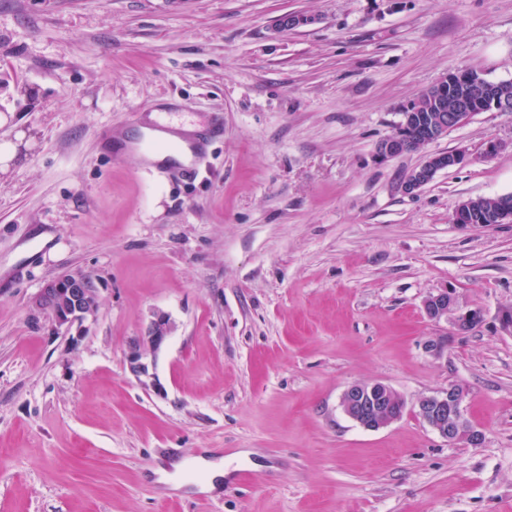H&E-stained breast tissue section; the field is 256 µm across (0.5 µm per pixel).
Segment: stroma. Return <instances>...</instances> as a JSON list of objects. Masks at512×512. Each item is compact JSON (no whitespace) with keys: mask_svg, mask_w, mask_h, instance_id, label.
<instances>
[{"mask_svg":"<svg viewBox=\"0 0 512 512\" xmlns=\"http://www.w3.org/2000/svg\"><path fill=\"white\" fill-rule=\"evenodd\" d=\"M466 69L512 81V0H0V140L26 135L0 172V512H504L512 223L453 218L512 193V112L378 152ZM168 105L224 128L196 175L101 148ZM454 149L465 164L404 193ZM73 272L99 304L65 330L32 302ZM446 288L475 328L425 314ZM158 313L140 379L129 345ZM372 381L406 403L377 430L340 407ZM452 384L481 444L417 413ZM174 459L177 491L156 474ZM201 459L222 492L199 494ZM466 156V150L463 149L427 155L410 171L404 183V191L407 194H413L429 183L437 172L449 170L464 163ZM170 321L164 314L158 313L146 326L141 336L134 339L129 348L127 361L130 372L136 377L149 375L148 364L144 361L146 352L160 349L169 338Z\"/></svg>","mask_w":512,"mask_h":512,"instance_id":"stroma-1","label":"stroma"}]
</instances>
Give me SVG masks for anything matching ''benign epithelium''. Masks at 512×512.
I'll use <instances>...</instances> for the list:
<instances>
[{
    "instance_id": "benign-epithelium-1",
    "label": "benign epithelium",
    "mask_w": 512,
    "mask_h": 512,
    "mask_svg": "<svg viewBox=\"0 0 512 512\" xmlns=\"http://www.w3.org/2000/svg\"><path fill=\"white\" fill-rule=\"evenodd\" d=\"M473 80L475 75L453 74L443 78L436 86L428 89L422 99L407 105L415 112L429 103L438 110L432 120L430 134L425 139L408 142L403 133L396 132L379 144V154L384 158L394 157L417 150L424 145L442 138L448 130L465 123L471 113L465 104L453 97L445 96L446 87L461 80ZM467 153L464 149L429 154L413 168L405 183L404 191L412 194L429 183L441 170H449L464 163ZM484 211L481 200L464 201L456 210L454 221L460 225H472ZM99 281L85 273H66L50 280L33 301L35 309L49 314L59 328L79 327L93 318L98 306ZM426 315L435 321L449 319L456 329L481 318L480 312H461L454 292L448 289L428 296L423 302ZM169 318L158 313L146 326L142 335L134 339L129 348L127 361L130 372L136 377L149 376L146 352L160 349L169 338ZM465 391L450 385L443 394L423 396L417 401L420 417L426 425L441 438L450 442H464L476 445L483 441V433L470 425L463 417L462 403ZM343 413L352 421L368 430H377L397 421L405 410L401 395L384 382L356 383L349 386L340 399Z\"/></svg>"
}]
</instances>
